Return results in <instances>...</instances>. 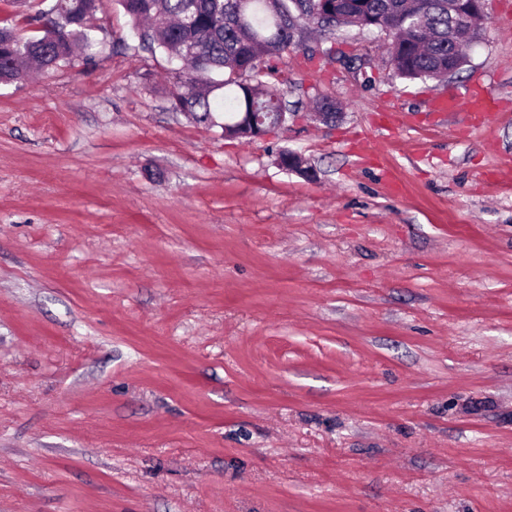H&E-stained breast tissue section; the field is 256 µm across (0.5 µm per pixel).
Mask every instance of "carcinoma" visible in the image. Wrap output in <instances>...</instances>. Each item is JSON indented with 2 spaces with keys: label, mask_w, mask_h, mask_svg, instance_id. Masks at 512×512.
<instances>
[{
  "label": "carcinoma",
  "mask_w": 512,
  "mask_h": 512,
  "mask_svg": "<svg viewBox=\"0 0 512 512\" xmlns=\"http://www.w3.org/2000/svg\"><path fill=\"white\" fill-rule=\"evenodd\" d=\"M135 27L147 21L144 42L169 59L182 44L196 55L177 62L172 108L196 121L215 125L224 113L223 129L232 137L249 112L265 125L280 122L283 92L267 81L284 53L299 48L295 33L332 34L338 27L377 29L391 38L394 74L434 79L448 69V29L455 15L450 0H116ZM100 0H54L43 13V35L26 38L0 27V82L19 80V68L33 64L52 68L89 57L97 47L89 19Z\"/></svg>",
  "instance_id": "carcinoma-1"
}]
</instances>
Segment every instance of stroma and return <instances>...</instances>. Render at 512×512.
Segmentation results:
<instances>
[{"instance_id": "35a3bbf8", "label": "stroma", "mask_w": 512, "mask_h": 512, "mask_svg": "<svg viewBox=\"0 0 512 512\" xmlns=\"http://www.w3.org/2000/svg\"><path fill=\"white\" fill-rule=\"evenodd\" d=\"M508 17L443 81L306 34L249 143L171 110L116 0L91 60L0 84V512H512V111L431 109L512 101ZM465 103L466 112L469 117V124L473 127H480L487 123L491 107L497 108V99L488 92L487 84L480 77L475 79L462 98Z\"/></svg>"}]
</instances>
